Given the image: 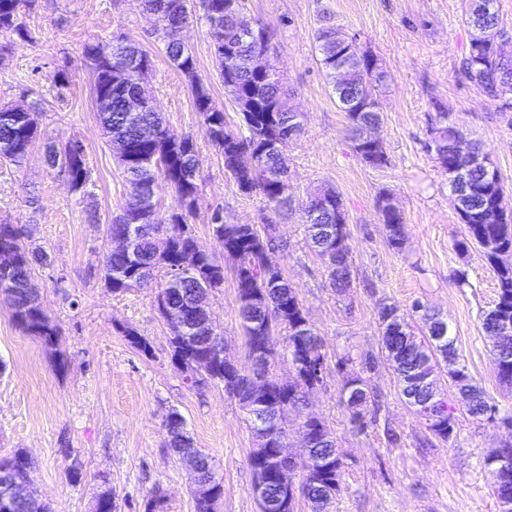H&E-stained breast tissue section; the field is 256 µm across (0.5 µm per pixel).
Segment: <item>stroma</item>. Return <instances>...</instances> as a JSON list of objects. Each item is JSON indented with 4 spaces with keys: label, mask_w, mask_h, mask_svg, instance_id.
Instances as JSON below:
<instances>
[{
    "label": "stroma",
    "mask_w": 512,
    "mask_h": 512,
    "mask_svg": "<svg viewBox=\"0 0 512 512\" xmlns=\"http://www.w3.org/2000/svg\"><path fill=\"white\" fill-rule=\"evenodd\" d=\"M467 0H242L246 15L275 32L268 61L285 79L304 131L289 143L285 163L297 199L319 188L338 192L347 212L353 255L351 286L336 294L321 260L311 252L298 215H272L259 195L242 194L224 160L202 136L188 79L169 63L156 39L155 20L140 0H37L25 21L35 41L11 46L0 65V105L39 102L38 138L24 164H0V224L26 226L44 247L46 265L32 282L60 328L57 346L28 333L0 300V458L23 451L29 482L52 512H95L101 490H111L117 512H196L186 466L168 446L165 417L180 412L194 445L212 458L224 495L214 512H259L248 464L251 433L238 403L223 388L188 387L170 359V329L149 288L109 291L100 260L106 226L123 198L117 160L104 136L84 65V44L123 33L152 56L145 89L171 130L196 136L201 189L192 219L200 245L224 265V285L209 298L211 318L229 356L247 367L237 318L233 263L212 235L210 216L223 208L228 224L273 219L285 251L274 256L295 286L323 341V382L306 410L326 421L342 454L343 490L330 512H499L486 458L512 443V385L498 377L493 341L482 318L496 299L497 279L479 248L460 252L466 235L444 173L429 147L437 112L463 131L494 164L512 211V112L499 109L460 70L471 40ZM194 10L180 37L211 84L226 120L238 124L235 105L213 66L208 27ZM331 22L374 55L388 73L380 93L377 133L387 165L371 168L356 157L348 121L336 104L316 51V33ZM71 64L66 89L50 82ZM81 140L91 178L70 189L49 168L43 145ZM388 194L400 210L405 236L387 244L376 208ZM437 313L456 339L459 362L492 407L480 417L463 406L448 374L439 391L455 418L443 441L405 403L397 375L381 352L379 311L397 306L415 334L424 326L413 305ZM135 329L149 353L132 346ZM374 367L364 370L365 360ZM362 374L370 402L357 427L340 402L347 376Z\"/></svg>",
    "instance_id": "35a3bbf8"
}]
</instances>
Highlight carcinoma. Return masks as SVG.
I'll return each mask as SVG.
<instances>
[{
	"label": "carcinoma",
	"mask_w": 512,
	"mask_h": 512,
	"mask_svg": "<svg viewBox=\"0 0 512 512\" xmlns=\"http://www.w3.org/2000/svg\"><path fill=\"white\" fill-rule=\"evenodd\" d=\"M35 0H0V52L9 50L17 42L29 43L33 33L24 22L26 12ZM237 0H202L203 19L208 24L213 55L220 79L232 101L242 97L254 102V110L239 113L241 126L247 135L231 128L211 94L198 75L195 56L184 46L175 32L189 22L192 11L189 0H141L144 11L154 16L157 32L172 66L190 82L195 111L202 117V132L208 142L224 158V167L234 178L239 191L246 195L258 193L268 207L277 213L294 209L301 214L309 248L322 256L324 249L336 252L326 266L329 283L338 294L350 288L353 257L348 243L344 203L338 193L337 207L327 208L315 215L308 213L306 202H296L294 186L283 169L278 155L266 150L265 145L282 137L292 139L302 134V127L292 122L293 108L282 77L267 78L253 68L256 55L274 49L273 33L261 21L250 18L236 5ZM484 0H473L467 10V21L472 29H499L498 13L489 15L482 10ZM342 33L331 24L320 27L316 33L319 62L327 78L339 63L344 46ZM82 56L93 73L94 97L111 100V111L99 113L100 125L108 137L131 147L145 156L141 165L122 167L124 202L120 213L113 216L107 230L123 234L134 226L136 249L133 254L106 252L102 267L106 287L114 293L140 288H157V307L170 313L186 314L183 333L170 338L171 360L191 386L194 369L201 367V383L224 387L226 394L237 395V388L227 386L224 360L219 343L209 326V295L224 286V266L209 257H201L193 268H181L182 262L194 252L195 235L189 218L194 214L195 201L200 190V158L196 138L192 134H178L170 129L159 112L147 107L138 112L129 109L139 83L152 70L149 52L126 36L108 41L87 43ZM465 75L477 85L503 112L512 110V101L501 96L504 87L512 92V46L504 49L494 42L471 38L469 49L460 62ZM375 57L360 60L344 88L334 90L336 104L345 112L353 139V150L358 159L372 168L387 164L383 145L360 138L361 127L381 122L382 107L378 88L385 81ZM37 134V124L26 118L24 112L12 107H0V161L19 166L29 155ZM433 150L442 171L461 169L467 173L466 200L457 211L467 229L466 238L456 247L465 252L477 244L484 253L498 280L497 301L483 318V330H491L507 318L512 320V265L499 263L497 251L512 252V212L500 208L503 193L501 182H490L482 169L457 152L456 140L460 130L448 124L446 113H437L436 126L431 128ZM48 166L58 167L70 180L73 191L83 190L89 179L86 155L81 141L71 139L62 147L49 143L45 146ZM166 183L172 192L174 205L160 207L157 189ZM377 211L386 230V239L394 249L401 248L404 224L400 211L388 195L376 201ZM214 238L225 249L237 251L240 266L234 279L238 299V318L244 331L246 346L251 347L256 337L267 343V354L255 364L253 371L265 377L270 385V401L263 414L280 416L283 425H291L289 416L301 413L305 400L316 389L317 383L307 380L298 385L282 386L277 381L276 366L285 360L298 361L302 368L324 363L322 339L305 326V312L296 292L281 267L270 270L266 261L271 254L286 248L279 238L266 232V225L226 224L224 212L213 213L210 222ZM48 254L41 248L25 242L24 230L15 224H0V298L12 308L16 321L28 332L40 337L48 346H55L60 336L56 322L45 312L37 292L29 287L34 266L47 263ZM163 269L164 279L153 283L154 271ZM205 279L206 290L198 288ZM398 311L396 306H385L380 312L381 341L386 357L393 364L399 378L402 396L435 395L437 379L435 367L443 364L448 375L459 386L468 412L476 417L491 410L485 393L459 364L454 337L439 339L434 335V315L421 316L427 326V336L415 342V351L405 348L404 338L411 336V324L397 330L385 324L388 313ZM496 366L500 380L512 384V349H495ZM343 404L353 422L364 426L361 407L368 395H342ZM169 447L179 457L199 455V467L191 483L203 491L215 490V497L224 494L223 478L211 458L192 446L185 431V420L176 411L166 417ZM308 437L305 452L316 459L333 464L332 470L319 477L306 465L299 467L298 479L304 487L303 499L310 512H324L343 489V460L336 438L326 422L306 425ZM433 435L447 441L454 433V417L446 410L428 426ZM280 431L273 430L263 443L262 451L252 448L249 465L273 457ZM492 477V491L496 496L512 495V475L501 476L496 466L486 462ZM30 462L22 453L0 461V485L19 484L26 480ZM9 512H51L36 492L12 500Z\"/></svg>",
	"instance_id": "1"
}]
</instances>
